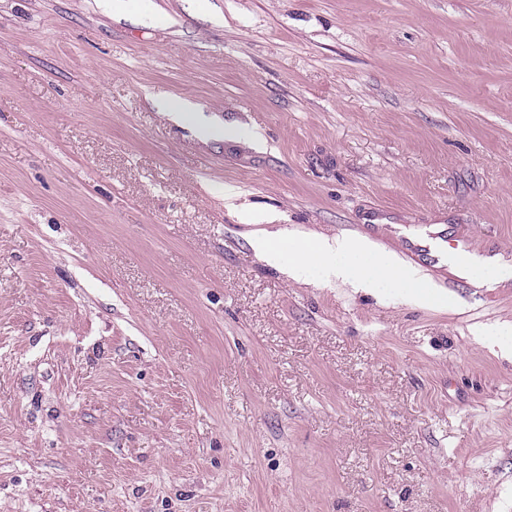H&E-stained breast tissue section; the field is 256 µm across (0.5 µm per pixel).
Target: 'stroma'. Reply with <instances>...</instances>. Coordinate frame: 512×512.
<instances>
[{"label": "stroma", "mask_w": 512, "mask_h": 512, "mask_svg": "<svg viewBox=\"0 0 512 512\" xmlns=\"http://www.w3.org/2000/svg\"><path fill=\"white\" fill-rule=\"evenodd\" d=\"M125 6L0 0V512H497L512 278L419 307L247 237L512 267V0ZM159 108L172 121H189L196 136L203 141L222 140L235 136L238 129L224 126L203 112H197L194 107L185 100L165 101L159 103ZM470 241L467 235L459 231L438 230L427 236L404 237L401 240V252L404 259L412 264L420 261L441 271L448 269V261L468 252Z\"/></svg>", "instance_id": "1"}]
</instances>
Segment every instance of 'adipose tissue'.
<instances>
[{"mask_svg": "<svg viewBox=\"0 0 512 512\" xmlns=\"http://www.w3.org/2000/svg\"><path fill=\"white\" fill-rule=\"evenodd\" d=\"M161 110L172 121L190 122L196 136L204 141L235 136L236 130L198 112L187 101H165ZM249 243L262 262L287 268L290 277L310 269L319 270L325 281H341L354 289L377 292L396 289L408 301L422 306L439 304L429 282L404 271L393 255L372 248L366 241L315 234L294 237L280 229L252 230Z\"/></svg>", "mask_w": 512, "mask_h": 512, "instance_id": "adipose-tissue-1", "label": "adipose tissue"}]
</instances>
